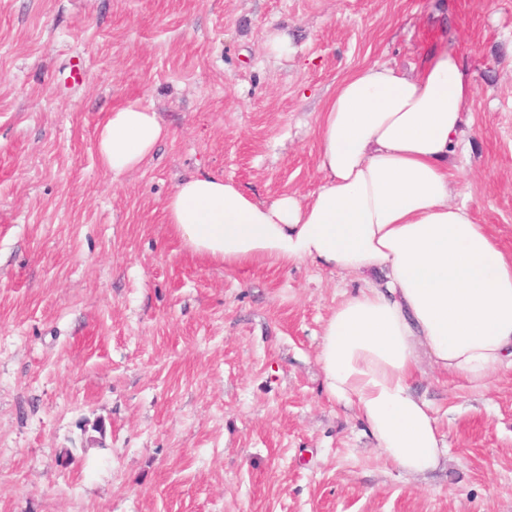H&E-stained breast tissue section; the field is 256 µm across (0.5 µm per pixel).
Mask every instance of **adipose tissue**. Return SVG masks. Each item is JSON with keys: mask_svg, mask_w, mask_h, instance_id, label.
Returning a JSON list of instances; mask_svg holds the SVG:
<instances>
[{"mask_svg": "<svg viewBox=\"0 0 512 512\" xmlns=\"http://www.w3.org/2000/svg\"><path fill=\"white\" fill-rule=\"evenodd\" d=\"M472 80L447 53L409 76L367 65L346 77L319 116L320 188L309 198L251 199L215 175L181 180L165 205L182 246L228 269L311 263L381 273L326 319L319 350L329 398L368 428L405 474L434 471L448 453L412 381L422 360L486 385L512 367V252L452 202L448 157L462 134ZM170 134L130 101L98 125L104 170L137 169Z\"/></svg>", "mask_w": 512, "mask_h": 512, "instance_id": "adipose-tissue-1", "label": "adipose tissue"}]
</instances>
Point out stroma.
<instances>
[{
  "label": "stroma",
  "mask_w": 512,
  "mask_h": 512,
  "mask_svg": "<svg viewBox=\"0 0 512 512\" xmlns=\"http://www.w3.org/2000/svg\"><path fill=\"white\" fill-rule=\"evenodd\" d=\"M284 26L291 60L263 47ZM442 52L473 82L454 187L512 251V0H0V512H512L511 368L477 388L422 364L448 454L406 475L318 363L381 274L228 271L164 209L197 174L309 197L337 85ZM129 101L171 135L115 177L95 133Z\"/></svg>",
  "instance_id": "obj_1"
}]
</instances>
